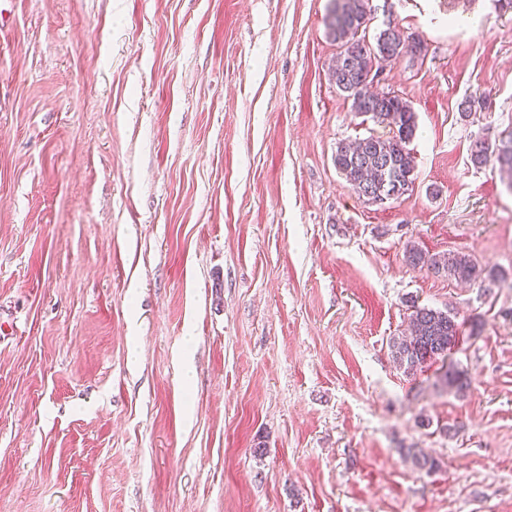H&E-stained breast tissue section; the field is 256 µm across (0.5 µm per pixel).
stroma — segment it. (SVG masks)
<instances>
[{"label": "stroma", "mask_w": 512, "mask_h": 512, "mask_svg": "<svg viewBox=\"0 0 512 512\" xmlns=\"http://www.w3.org/2000/svg\"><path fill=\"white\" fill-rule=\"evenodd\" d=\"M328 4H7L0 512H512V185L470 160L512 131V10L372 0L426 46L376 84L418 123L379 206L333 163L391 129L330 81ZM414 303L457 315L466 394L394 363ZM405 262L412 268L427 267L435 272H444L448 278L463 283L478 285L490 292L496 287V276L486 269L478 266L469 255L448 252V254L429 255L415 245H407L404 251Z\"/></svg>", "instance_id": "1"}]
</instances>
